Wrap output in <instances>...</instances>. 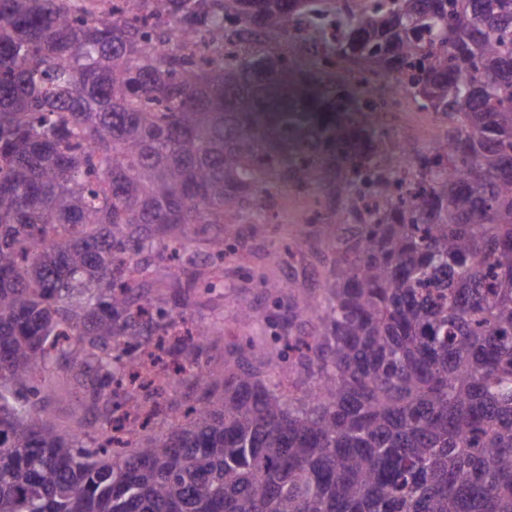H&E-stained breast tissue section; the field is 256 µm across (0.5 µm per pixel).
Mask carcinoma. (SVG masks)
Instances as JSON below:
<instances>
[{
	"instance_id": "1",
	"label": "carcinoma",
	"mask_w": 512,
	"mask_h": 512,
	"mask_svg": "<svg viewBox=\"0 0 512 512\" xmlns=\"http://www.w3.org/2000/svg\"><path fill=\"white\" fill-rule=\"evenodd\" d=\"M0 0V512H512V0L336 9V63L296 68L313 0ZM169 22L242 49L194 59ZM402 87L448 120L414 155L369 125ZM324 194L323 292L274 370L244 338L199 365L162 434L114 436L117 407L163 413L146 336L177 322L146 273L169 232L222 225L180 287L220 286L226 213L283 186ZM245 323L280 328L252 307ZM91 379L98 437L48 423L50 375Z\"/></svg>"
}]
</instances>
